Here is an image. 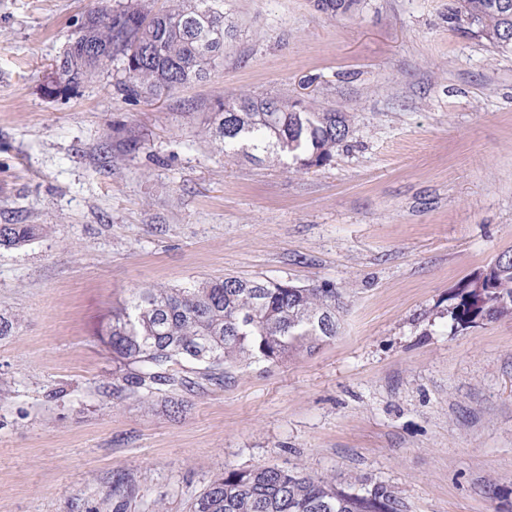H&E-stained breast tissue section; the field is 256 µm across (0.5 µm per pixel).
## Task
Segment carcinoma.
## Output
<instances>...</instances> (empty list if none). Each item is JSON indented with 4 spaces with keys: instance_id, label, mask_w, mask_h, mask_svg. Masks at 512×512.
<instances>
[{
    "instance_id": "1",
    "label": "carcinoma",
    "mask_w": 512,
    "mask_h": 512,
    "mask_svg": "<svg viewBox=\"0 0 512 512\" xmlns=\"http://www.w3.org/2000/svg\"><path fill=\"white\" fill-rule=\"evenodd\" d=\"M358 0H316L330 15ZM448 20L474 27L504 54L512 53V0H458ZM236 25L224 0H126L89 10L68 35L78 48L56 60L49 97L65 96L105 71L127 97L170 94L224 64ZM351 116L288 97L240 93L219 97L205 113L201 136L225 158H274L294 172L329 164L350 133ZM36 224H0V246L27 245ZM448 311L467 329L512 318V250L463 280ZM344 308L331 284L296 285L229 276L181 287L137 289L112 311L108 345L112 390L141 398L159 391L222 385L234 369L277 364L336 336ZM197 366L188 376L184 364ZM190 512H408L392 486L357 473L315 476L279 466L230 469L211 481Z\"/></svg>"
}]
</instances>
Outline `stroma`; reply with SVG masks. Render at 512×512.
Returning <instances> with one entry per match:
<instances>
[{"instance_id": "35a3bbf8", "label": "stroma", "mask_w": 512, "mask_h": 512, "mask_svg": "<svg viewBox=\"0 0 512 512\" xmlns=\"http://www.w3.org/2000/svg\"><path fill=\"white\" fill-rule=\"evenodd\" d=\"M96 3L0 0V224L40 227L0 246L17 320L0 340V512H186L260 465L368 475L410 512H512V319L462 330L447 313L512 249V54L449 23L456 0L336 16L226 0L237 35L207 81L129 98L103 75L46 96ZM240 92L337 108L352 132L307 173L224 159L200 116ZM227 273L333 284L336 338L221 386L113 397V308Z\"/></svg>"}]
</instances>
